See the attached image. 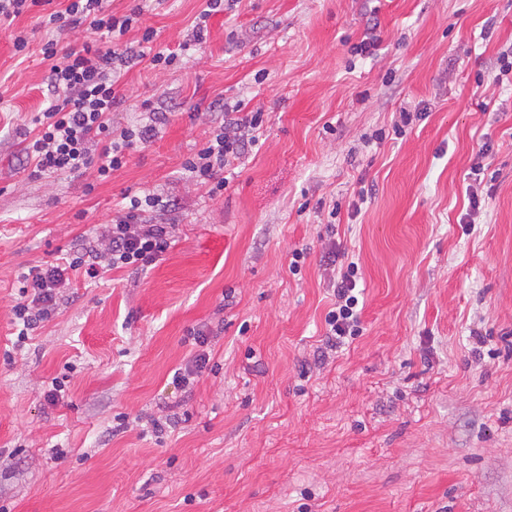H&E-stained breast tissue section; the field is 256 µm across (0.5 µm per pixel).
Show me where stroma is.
Here are the masks:
<instances>
[{
  "label": "stroma",
  "mask_w": 512,
  "mask_h": 512,
  "mask_svg": "<svg viewBox=\"0 0 512 512\" xmlns=\"http://www.w3.org/2000/svg\"><path fill=\"white\" fill-rule=\"evenodd\" d=\"M202 3L109 7L142 5L127 41L150 27L174 49ZM373 26L379 49L355 56ZM51 37L34 12L0 28V507L512 512V81L496 78L512 0H241L177 65L125 76L114 126L150 107L167 120L98 182L20 164L18 131L52 96ZM52 38L62 57L87 34ZM227 101L263 111L264 143L212 199L183 164ZM141 190L180 202L163 259L63 289L14 347L20 274ZM333 246L358 265L363 305L336 352L322 343ZM201 352L203 375L176 381ZM66 374L68 400L49 404Z\"/></svg>",
  "instance_id": "1"
}]
</instances>
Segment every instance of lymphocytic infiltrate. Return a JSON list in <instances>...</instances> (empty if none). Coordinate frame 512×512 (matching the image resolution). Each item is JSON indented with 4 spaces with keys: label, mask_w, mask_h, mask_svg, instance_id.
<instances>
[{
    "label": "lymphocytic infiltrate",
    "mask_w": 512,
    "mask_h": 512,
    "mask_svg": "<svg viewBox=\"0 0 512 512\" xmlns=\"http://www.w3.org/2000/svg\"><path fill=\"white\" fill-rule=\"evenodd\" d=\"M41 9V23L51 33L87 27L96 40L81 50L58 57L54 40L42 46L50 63L48 81L55 91L49 106L36 117L37 131L25 138L23 156L31 178L57 172L94 173L106 180L127 165L134 150L146 147L158 134L154 124L114 130L112 113L126 95L123 71L140 63L173 66L177 53L155 47V32L145 28L137 44L121 39L137 23L141 11L117 16L106 11L102 0H0V20L14 21ZM264 114L243 111L241 105L224 109V119L213 126L202 146L183 164L188 178L209 195L223 192L225 173L242 164L263 134ZM166 206L160 195H127L111 224L91 241L82 242L56 263L30 268L21 276L19 296L10 309L18 342H25L58 309L59 294L77 278L94 279L101 273L133 270L161 260L173 242L174 227L158 223L156 214ZM342 252L329 250L327 269L337 272L334 309L325 317L324 344L337 349L361 333V312L356 295L358 266H339Z\"/></svg>",
    "instance_id": "1"
}]
</instances>
